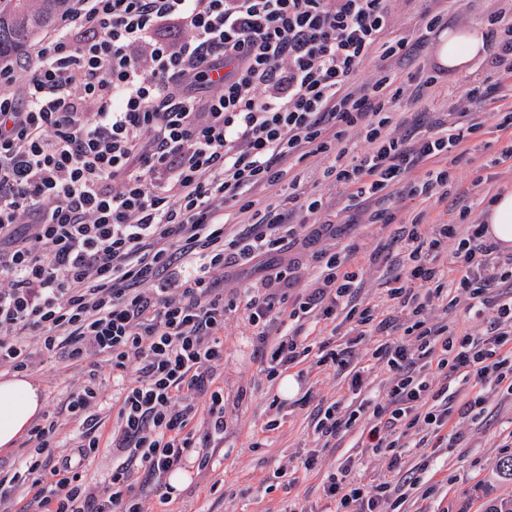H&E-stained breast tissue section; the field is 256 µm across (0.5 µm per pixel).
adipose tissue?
I'll return each instance as SVG.
<instances>
[{"label":"adipose tissue","mask_w":512,"mask_h":512,"mask_svg":"<svg viewBox=\"0 0 512 512\" xmlns=\"http://www.w3.org/2000/svg\"><path fill=\"white\" fill-rule=\"evenodd\" d=\"M484 49L481 30H451L440 39L439 63L449 71L462 73ZM42 408L43 398L33 380L15 375L0 379V451L14 447Z\"/></svg>","instance_id":"1"}]
</instances>
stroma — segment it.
I'll return each mask as SVG.
<instances>
[{
  "label": "stroma",
  "mask_w": 512,
  "mask_h": 512,
  "mask_svg": "<svg viewBox=\"0 0 512 512\" xmlns=\"http://www.w3.org/2000/svg\"><path fill=\"white\" fill-rule=\"evenodd\" d=\"M498 7V0H450L448 26L485 28ZM438 42V35L429 36L413 61L395 59L387 65L374 55L360 68L358 79L362 82L371 80L386 65L397 76L393 110L398 123L389 129L392 137L407 134L408 122L419 112L426 113L433 122L447 118L452 110L475 111L474 102L466 96L474 85H495L500 95L508 93L501 87L500 75L489 56L477 57L465 74L441 68L437 63ZM417 70L436 76V84L423 89L408 80V73ZM510 138L512 132L506 130L481 129L472 136L466 157L451 170L457 205L468 209L469 222H483L490 199L512 187V159L499 158L503 143ZM330 163V158L322 155L308 157L294 168L299 175L296 187L282 183L259 192L261 202L281 203L290 209L298 196L320 200L319 217L327 221L328 227L320 230L313 224L291 225L289 247L246 264L225 265L218 285L225 297L235 299L237 307L224 317V363L215 372V384L224 390V441L207 467L187 464V479L171 493L169 503H161L158 491L144 488L142 497L148 512H323V485L346 459L359 462L369 475H384L382 458L361 445L363 422H356L328 448L316 440L311 427L320 402L340 399L348 404L383 398L387 374L372 357L377 346L375 337L366 338L355 360L357 369L364 372L360 390L350 391L348 371L321 370L305 362L300 368L288 370L296 388L292 395L285 396L279 382L267 380L262 374L260 363L252 355L250 338L254 329L244 310V290L263 278L266 266L287 268L288 293L294 297L312 286L321 260L334 254L346 259L359 274L357 306L371 308L380 320L395 316L388 297L389 280L398 270L401 257L400 249L389 244L394 227L370 223L367 204L352 201L349 189L336 183L329 173ZM386 205L400 217L423 214L429 226L453 219L435 199L408 195L400 185ZM428 315L435 322L465 325L474 334L483 333L493 318L489 310L479 316L470 314L469 300L460 291L433 299ZM87 373L86 366L49 353L28 373L41 389L44 411L58 417L57 443L64 448L70 447L79 433L77 422L66 410L68 396ZM479 391L486 398L484 413L474 420H460L457 428L462 441L439 449L437 460H429L428 449L418 447L417 433L409 434L412 447L405 456L406 466L416 469L419 482L408 492L405 512H484L486 503L512 497V479L499 472L501 462L512 457V397L487 386ZM101 417L105 445L83 467L85 480L98 485L112 470L110 442L115 415L111 403L103 404ZM272 421L277 424L273 430L268 427ZM308 455L316 457V467L307 472L298 470L300 458ZM282 468L294 469L292 488L268 485V478Z\"/></svg>",
  "instance_id": "1"
}]
</instances>
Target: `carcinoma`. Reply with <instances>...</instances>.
<instances>
[{
    "mask_svg": "<svg viewBox=\"0 0 512 512\" xmlns=\"http://www.w3.org/2000/svg\"><path fill=\"white\" fill-rule=\"evenodd\" d=\"M67 0H0V58L20 54L53 27Z\"/></svg>",
    "mask_w": 512,
    "mask_h": 512,
    "instance_id": "obj_1",
    "label": "carcinoma"
}]
</instances>
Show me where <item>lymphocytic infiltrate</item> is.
Masks as SVG:
<instances>
[{"instance_id":"f902f5d3","label":"lymphocytic infiltrate","mask_w":512,"mask_h":512,"mask_svg":"<svg viewBox=\"0 0 512 512\" xmlns=\"http://www.w3.org/2000/svg\"><path fill=\"white\" fill-rule=\"evenodd\" d=\"M390 0H71L53 32L31 52L0 60V368L34 366L25 339L75 362L88 379L67 409L80 432L73 454L55 451L59 424L46 414L31 427L33 451L20 466L32 475L27 512H145L137 476L155 481L195 460L206 466L212 440L224 437V394L213 369L224 360V291L215 276L226 260H253L281 244L288 222L280 205L255 216L252 191L278 185L293 158L327 154L336 179L380 202L372 222L393 223L389 190L407 182L412 196L447 199L450 167L485 124L512 127L492 110L478 122L436 124L398 139L388 133L392 79L355 77L372 54L407 53L390 35ZM492 60L512 78V12L492 16ZM361 129L368 148L350 154L344 131ZM236 208L244 234L227 238L224 210ZM452 224L424 231L415 215L396 234L406 255L388 291L399 321H374L354 305L355 271L324 262L311 291L289 298L287 272L268 267L251 297L248 321L268 380L304 361L307 334L270 338L281 315L338 310L380 336L373 352L388 372L382 400L354 409L320 407L323 443L364 421L362 445L382 454L372 478L345 461L323 487L333 512L399 507L405 439L424 446L455 440L459 419L485 410L483 395L458 400L430 369L491 384L512 395V257L500 260L484 225H471L452 254ZM468 293L476 312L492 308L486 332L425 317L444 290ZM119 377H137L112 397V445L125 458L104 487L85 482L73 459L101 446L99 359ZM206 397L207 433L190 422Z\"/></svg>"}]
</instances>
